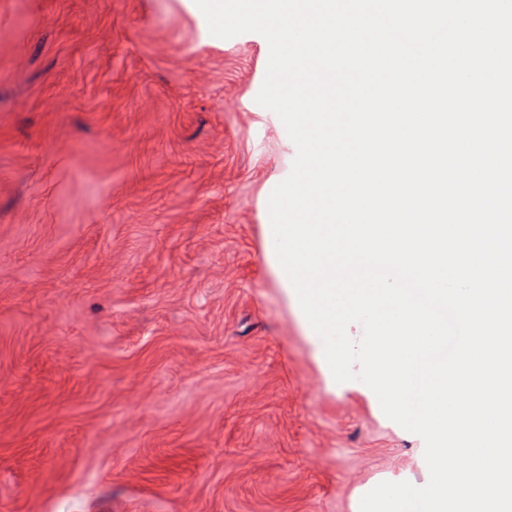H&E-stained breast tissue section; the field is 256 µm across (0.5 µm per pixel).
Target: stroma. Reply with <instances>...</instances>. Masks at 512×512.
<instances>
[{
	"instance_id": "35a3bbf8",
	"label": "stroma",
	"mask_w": 512,
	"mask_h": 512,
	"mask_svg": "<svg viewBox=\"0 0 512 512\" xmlns=\"http://www.w3.org/2000/svg\"><path fill=\"white\" fill-rule=\"evenodd\" d=\"M195 0H0V512H360L424 442L266 261L296 147Z\"/></svg>"
}]
</instances>
